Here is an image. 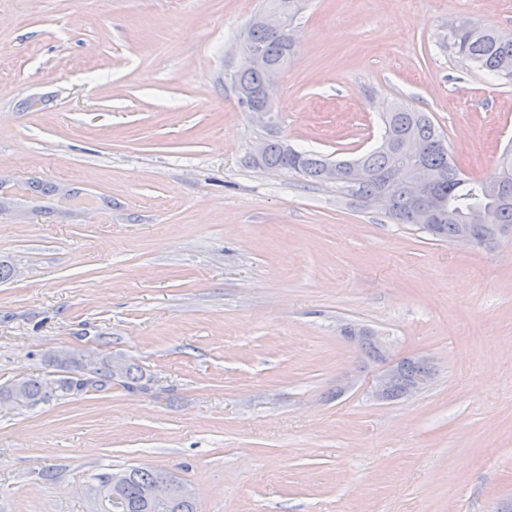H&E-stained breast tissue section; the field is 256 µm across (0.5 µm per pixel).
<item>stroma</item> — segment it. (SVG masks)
<instances>
[{
	"label": "stroma",
	"mask_w": 512,
	"mask_h": 512,
	"mask_svg": "<svg viewBox=\"0 0 512 512\" xmlns=\"http://www.w3.org/2000/svg\"><path fill=\"white\" fill-rule=\"evenodd\" d=\"M262 4L0 0V181L95 203L0 208V388L139 379L0 402V512H96V475L134 467L196 512H512V237L438 242L257 165L225 75ZM455 17L512 34V0H304L279 139L354 159L400 100L464 176H497L512 84L448 53ZM348 323L431 382L375 400ZM97 381L67 377L59 380L22 378L10 387L0 390V401H11L26 406H36L53 396H64L75 392H86L95 387ZM60 393V394H59Z\"/></svg>",
	"instance_id": "1"
}]
</instances>
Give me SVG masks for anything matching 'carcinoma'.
Returning <instances> with one entry per match:
<instances>
[{
	"label": "carcinoma",
	"mask_w": 512,
	"mask_h": 512,
	"mask_svg": "<svg viewBox=\"0 0 512 512\" xmlns=\"http://www.w3.org/2000/svg\"><path fill=\"white\" fill-rule=\"evenodd\" d=\"M302 9L301 0H265L264 7L257 14L245 40L261 48L266 57L265 63L229 75V80L245 89L247 100L237 99L239 106L246 112L263 110L266 107L265 72L268 65L282 63L290 56L293 42L289 33L274 32L264 25L263 17L267 12H275L293 24ZM444 44L458 58L468 62L473 68L493 78L512 82V37L490 27L471 29L461 25L454 33L447 34ZM384 133L381 145L354 160H340L338 164L350 168L352 164H361L371 171L381 174L395 161L400 146L407 139L415 141L422 149L421 162L435 169L437 181L431 187V198L440 203V209L433 223L438 225L437 241L452 242L463 225L472 223L478 213L490 214L494 224L512 225V203L503 204L491 195L486 183L465 178L457 166L449 160V149L439 148L436 143L444 140L443 133L430 115L410 108L400 102L383 118ZM266 150L263 167L271 170L285 166L314 180H324L323 172L329 159L310 151H299L285 155L281 140L272 135L264 139ZM353 197L378 204L399 224H419L421 217L415 202L401 187L388 189L379 179L363 183L355 190L348 191ZM54 201L61 207L81 206L86 198L69 193L61 197L56 187L42 181H31L16 189L0 184V204H24L30 201ZM347 336L356 334L378 359L382 358L380 341L364 329L352 326L344 328ZM402 378L432 379L431 370L421 361L404 360L400 363ZM105 380H115L117 385L130 389L135 378L131 368L117 365L107 366L101 372ZM96 386L91 379L67 377L59 380H39L22 378L10 387L0 390V401H11L26 406H36L58 394L64 396L75 392H86ZM168 479L178 484L180 480L174 473L143 468H131L123 472H104L97 475L98 512H113L112 500L121 502V512H194V502L186 497H171L167 500L148 499L144 489L154 481Z\"/></svg>",
	"instance_id": "carcinoma-1"
}]
</instances>
